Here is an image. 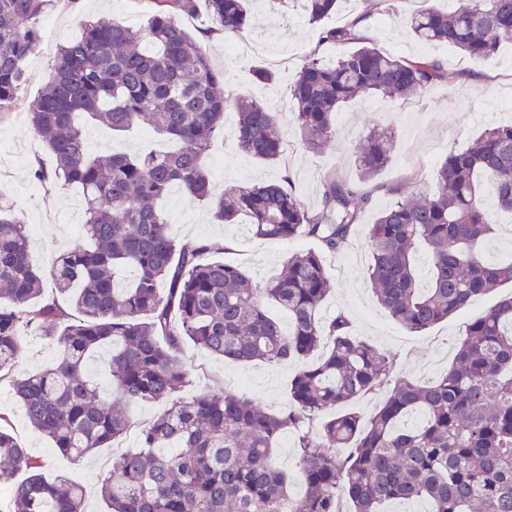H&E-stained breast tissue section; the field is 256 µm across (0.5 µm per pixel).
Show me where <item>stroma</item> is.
I'll list each match as a JSON object with an SVG mask.
<instances>
[{"mask_svg":"<svg viewBox=\"0 0 512 512\" xmlns=\"http://www.w3.org/2000/svg\"><path fill=\"white\" fill-rule=\"evenodd\" d=\"M415 6L412 0H351L328 22L334 25L347 17H364L367 35L378 48L396 56L426 55L438 59L447 66V80L403 102L378 96L354 99L337 114L335 135L317 153L305 151L299 145L300 133L288 93V83L302 57L319 39V27L306 21L302 9L283 14L271 0H255L248 28L238 34L205 38L204 43L213 66L225 73V99L231 102L250 97L265 103L276 112L288 143L278 162L264 164L253 160L238 147L233 136L236 115L233 110H226L224 136L214 143L209 162L215 194L236 186L286 178L305 206L316 209L323 193L324 176L335 172L360 183L356 145L373 130H394L395 142L388 164L370 182L360 183L362 191L371 195L361 224L343 250L324 258L333 289L321 313L327 317L344 311L352 320L355 334L394 358L400 374L424 379L447 369L465 322L490 310L501 294L495 291L477 298L465 311L424 334L407 332L379 305L367 282V226L381 209L398 199L414 193L431 194L435 189L436 167L449 149L463 148L485 129L512 123V43L502 45L489 64L463 59L459 50L446 43H420L406 28ZM102 12L140 27L147 22L151 4L150 0H59L54 10L41 19L42 41L26 62L30 79L11 113L0 119V192L5 194L10 209L28 224L37 260L46 271L68 246L79 240L76 226L83 220V207L78 189L53 183L42 185L33 179V167L39 163L51 167L52 160L45 145L30 130L25 114L28 103L49 77L59 45L80 35L84 19ZM257 65L273 69L278 81H254L252 69ZM87 138L94 154L133 155L158 141L156 134L145 126L117 136L92 124L87 129ZM164 209L176 240L235 239L237 249L227 255V262L242 266L257 282L278 274L290 253L314 245L313 240L304 237L291 241L255 239L247 225L218 223L209 203L190 205L176 193L166 198ZM183 354L196 367L185 395L225 386L245 393L273 411L281 410L288 401L292 365H239L219 359L189 341L184 344ZM0 408L10 416L12 434L34 456L46 461L47 476L63 475L81 485L86 493L87 512H106L99 492L101 481L120 454L136 448V432H128L111 447L78 461L54 452L47 439L31 432L21 403L5 383L0 384Z\"/></svg>","mask_w":512,"mask_h":512,"instance_id":"obj_1","label":"stroma"}]
</instances>
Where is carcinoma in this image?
I'll return each instance as SVG.
<instances>
[{"mask_svg": "<svg viewBox=\"0 0 512 512\" xmlns=\"http://www.w3.org/2000/svg\"><path fill=\"white\" fill-rule=\"evenodd\" d=\"M55 0H0V117L28 80L25 62L41 40L40 18ZM343 0H280L301 5L312 25ZM205 4L214 27L242 32L248 0H153L146 25L107 17L82 24L62 44L27 120L42 138L54 170L41 182L77 187L82 239L61 253L48 276L70 294L45 296L28 224L0 205V383L7 382L33 431L52 448L82 458L106 448L132 426L129 405L167 408L138 427L139 446L112 464L101 484L109 512H383L385 503L421 500L428 512H512V294L465 325L448 369L422 381L397 375L394 360L356 336L344 312L321 306L330 291L322 253L349 241L370 203L346 179L324 180L321 205L307 209L280 182L238 186L214 202L215 218L246 224L259 240L305 236L319 250L294 253L274 279L260 284L241 266L203 261L236 241L176 242L160 202L172 191L188 201L210 196L206 158L224 134V73L181 24ZM356 17L321 31L289 83L301 146L318 152L335 134L334 117L358 96L406 99L447 76L444 63L378 49ZM422 43L447 42L473 61L493 60L512 40V0H459L452 11L420 10L409 18ZM338 50L324 59L321 46ZM240 149L273 163L286 142L277 117L256 100L233 103ZM114 132L134 125L179 144L131 157H96L86 123ZM393 136L375 131L357 147L361 181L390 159ZM430 195L410 194L382 209L368 227L367 279L388 315L421 334L495 288L512 285V257L487 258L496 224L485 204L512 214V124L489 128L436 168ZM288 313V328L271 314ZM52 336L50 366L24 377L17 359L33 333ZM227 361L293 362L288 404L273 413L244 394L218 388L179 395L193 367L184 340ZM101 360L103 395L88 366ZM378 396L364 417L356 401ZM343 406L312 431L324 412ZM0 411V486L7 512H86L83 488L47 478L45 463L10 432ZM294 437L304 491L272 454Z\"/></svg>", "mask_w": 512, "mask_h": 512, "instance_id": "obj_1", "label": "carcinoma"}]
</instances>
